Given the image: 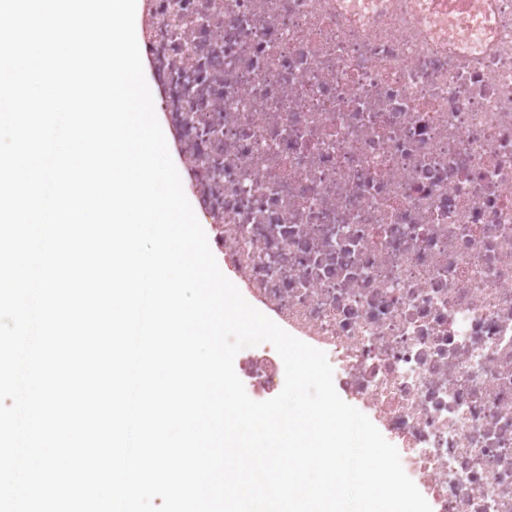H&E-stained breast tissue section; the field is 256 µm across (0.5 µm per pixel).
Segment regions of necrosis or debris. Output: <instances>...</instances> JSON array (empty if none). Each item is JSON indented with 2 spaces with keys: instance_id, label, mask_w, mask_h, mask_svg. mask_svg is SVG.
<instances>
[{
  "instance_id": "1",
  "label": "necrosis or debris",
  "mask_w": 512,
  "mask_h": 512,
  "mask_svg": "<svg viewBox=\"0 0 512 512\" xmlns=\"http://www.w3.org/2000/svg\"><path fill=\"white\" fill-rule=\"evenodd\" d=\"M480 6L474 37L437 0H147L213 248L436 512H512V0Z\"/></svg>"
}]
</instances>
